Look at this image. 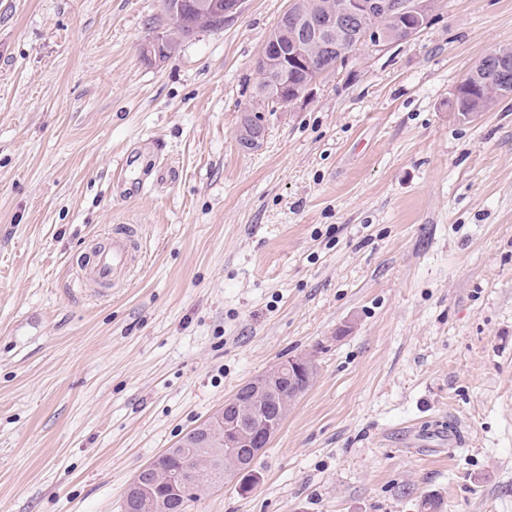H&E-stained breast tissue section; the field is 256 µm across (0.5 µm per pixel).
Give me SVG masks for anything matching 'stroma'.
<instances>
[{
	"mask_svg": "<svg viewBox=\"0 0 512 512\" xmlns=\"http://www.w3.org/2000/svg\"><path fill=\"white\" fill-rule=\"evenodd\" d=\"M290 3L155 61L162 0H0V512H122L142 466L299 355L316 377L258 482L186 512H512V98L448 108L512 47V0H441L246 150ZM116 224L137 266L80 287Z\"/></svg>",
	"mask_w": 512,
	"mask_h": 512,
	"instance_id": "stroma-1",
	"label": "stroma"
}]
</instances>
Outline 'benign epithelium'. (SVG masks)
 Segmentation results:
<instances>
[{"label": "benign epithelium", "instance_id": "1", "mask_svg": "<svg viewBox=\"0 0 512 512\" xmlns=\"http://www.w3.org/2000/svg\"><path fill=\"white\" fill-rule=\"evenodd\" d=\"M438 0H335L332 8H314L308 11H286L280 18L282 33L275 42L274 50L263 45L255 67L268 74L272 88L271 99L288 109L296 105L311 91L320 78L327 72L345 64L355 53L371 48L386 50L394 44L415 37L433 18ZM197 29H183L175 23L171 28L159 32L143 48V52L158 60L166 55L164 48L173 37L191 36ZM317 45L324 50L327 65H317L307 50ZM287 61L303 70V79L294 84L284 74L273 73L271 69ZM263 125L251 129L240 127V145L245 149L259 147L264 137ZM304 365L313 366V360L307 356L290 358L241 386L224 403V409L214 415L211 425H220L221 434L218 444L224 448L225 458L230 465L227 473L234 478L251 469L254 460L267 447L276 426L270 422L253 428L241 427L242 420L237 411L256 403L255 388L269 379L273 373L285 367ZM209 425V426H211ZM204 426L203 430H209ZM245 448L248 454L241 455L237 449ZM172 456L164 452L145 464L134 476L130 488L134 497L125 501L124 512H177L179 501L187 493L182 473L168 468L163 461ZM153 475V481L147 482L146 476Z\"/></svg>", "mask_w": 512, "mask_h": 512}]
</instances>
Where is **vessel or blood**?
Wrapping results in <instances>:
<instances>
[{
    "label": "vessel or blood",
    "instance_id": "1",
    "mask_svg": "<svg viewBox=\"0 0 512 512\" xmlns=\"http://www.w3.org/2000/svg\"><path fill=\"white\" fill-rule=\"evenodd\" d=\"M139 251L137 226L117 225L109 242L95 250L91 263L83 267L82 274L87 281L99 286L116 285L129 275Z\"/></svg>",
    "mask_w": 512,
    "mask_h": 512
}]
</instances>
